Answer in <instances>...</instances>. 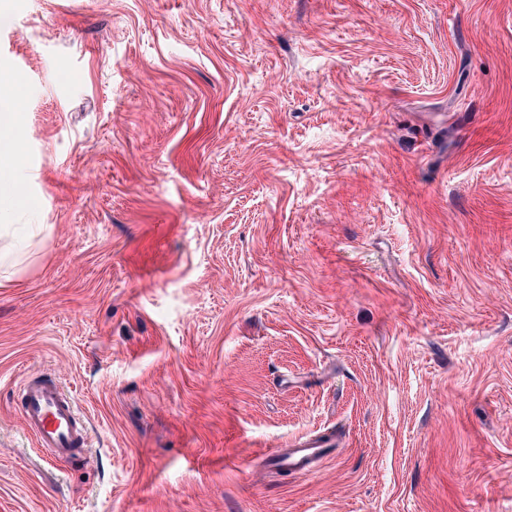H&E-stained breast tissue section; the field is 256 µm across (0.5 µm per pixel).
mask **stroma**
<instances>
[{"mask_svg":"<svg viewBox=\"0 0 512 512\" xmlns=\"http://www.w3.org/2000/svg\"><path fill=\"white\" fill-rule=\"evenodd\" d=\"M1 69L0 512H512V0H0ZM12 82L13 77L8 72L0 73V181H6L11 186V198L0 203L1 216L18 208L15 201L23 196V190L14 174L15 160L20 154L21 145L17 137L6 135L14 131L20 119L19 112H16L18 103L9 93ZM1 135L7 139L2 141ZM6 182H0V197L9 192V185ZM11 225L10 224H2L0 226V239L2 241V230H3V238L4 244L0 246V270L2 267L6 269L15 267L23 262L26 253H22L15 249L13 243L11 241ZM20 414L34 445L56 461L85 454L90 432L74 397L44 373L23 374L15 388ZM288 447L287 450L277 448L267 457L279 470L308 476L316 472L318 461L327 455V448L338 447L337 436L332 431L300 436L291 440Z\"/></svg>","mask_w":512,"mask_h":512,"instance_id":"1","label":"stroma"}]
</instances>
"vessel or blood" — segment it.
<instances>
[{
    "label": "vessel or blood",
    "mask_w": 512,
    "mask_h": 512,
    "mask_svg": "<svg viewBox=\"0 0 512 512\" xmlns=\"http://www.w3.org/2000/svg\"><path fill=\"white\" fill-rule=\"evenodd\" d=\"M15 391L20 399V414L34 445L56 461H66L85 454L90 446V432L73 396L54 378L43 373L22 375ZM333 432L300 436L287 449H275L269 458L274 466L294 475L308 476L327 449L336 447Z\"/></svg>",
    "instance_id": "vessel-or-blood-1"
}]
</instances>
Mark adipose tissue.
Segmentation results:
<instances>
[{
	"instance_id": "1",
	"label": "adipose tissue",
	"mask_w": 512,
	"mask_h": 512,
	"mask_svg": "<svg viewBox=\"0 0 512 512\" xmlns=\"http://www.w3.org/2000/svg\"><path fill=\"white\" fill-rule=\"evenodd\" d=\"M12 82L13 78L9 73H0V181L8 182L11 186L10 199L0 202L1 215L14 210L16 199L23 195L14 174L15 161L20 154L21 145L13 135L20 116L17 112L18 103L9 92Z\"/></svg>"
}]
</instances>
